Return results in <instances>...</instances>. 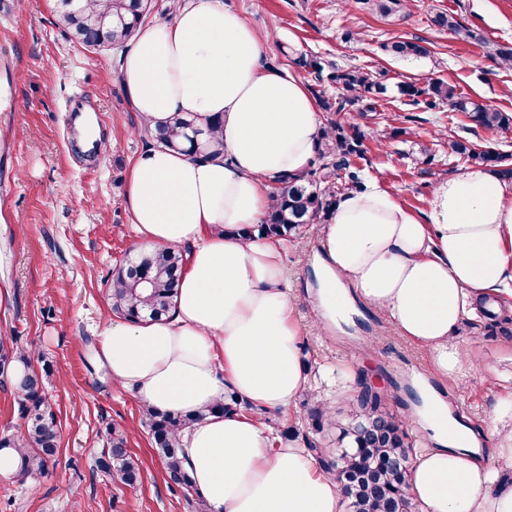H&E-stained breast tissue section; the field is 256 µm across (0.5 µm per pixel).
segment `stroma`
I'll use <instances>...</instances> for the list:
<instances>
[{
	"label": "stroma",
	"instance_id": "stroma-1",
	"mask_svg": "<svg viewBox=\"0 0 512 512\" xmlns=\"http://www.w3.org/2000/svg\"><path fill=\"white\" fill-rule=\"evenodd\" d=\"M257 29L274 27L268 60L291 68L304 53L342 67L384 71L388 93L377 111L347 113L367 133L364 174L413 211L425 213L434 185L466 163L440 148L444 138L500 147L499 132L473 126L447 107L412 112L410 137H390L388 120L400 113L396 85L441 79L461 96L512 114V69L487 55L489 44L512 46V0H405L381 17L358 0H223ZM54 0H10L0 10V336L16 337L51 364L45 395L61 424L58 455L47 473L21 481L0 479V512H200L169 487L130 390L113 385L96 358L103 326L112 318V271L133 257L137 234L125 199L131 162L149 141L119 78V51L90 52L55 24ZM439 11L476 31L464 42L431 23ZM354 40H346V33ZM418 38L429 53L394 58L384 45ZM91 98L108 141L85 161L66 123V104ZM435 158L424 163L420 150ZM320 224L304 226L284 256L288 285L301 327L310 376L326 368L380 393L391 410L416 407L415 393L430 386L481 448L497 447L498 404L512 391V299L498 314L465 322L456 339L474 348L485 384H448L429 352L398 334L380 310L358 304L351 324L326 329L311 304L317 285ZM307 264H300L299 254ZM127 432L141 479L132 487L98 471L109 445L107 430Z\"/></svg>",
	"mask_w": 512,
	"mask_h": 512
}]
</instances>
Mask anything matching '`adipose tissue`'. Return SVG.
Masks as SVG:
<instances>
[{
  "label": "adipose tissue",
  "mask_w": 512,
  "mask_h": 512,
  "mask_svg": "<svg viewBox=\"0 0 512 512\" xmlns=\"http://www.w3.org/2000/svg\"><path fill=\"white\" fill-rule=\"evenodd\" d=\"M170 4V20L138 30L121 81L149 127L178 112L217 118L223 145L204 157L150 147L135 158L125 197L139 251L182 248L186 260L170 316L112 318L97 358L144 406L203 413L182 444L208 512H344L335 475L301 444L273 443L258 417L211 411L230 389L283 412L311 386L283 243L242 230L262 222L277 176L308 168L324 130L316 101L268 62V36L222 0ZM429 209L407 208L375 176L339 195L321 227L314 304L330 319L353 297L385 311L455 383L479 360L453 329L482 302L512 298V184L467 168L436 184ZM424 409L434 445L414 457L419 512H512V488L500 486L512 429L491 464L432 393Z\"/></svg>",
  "instance_id": "adipose-tissue-1"
}]
</instances>
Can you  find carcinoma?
Returning a JSON list of instances; mask_svg holds the SVG:
<instances>
[{"mask_svg": "<svg viewBox=\"0 0 512 512\" xmlns=\"http://www.w3.org/2000/svg\"><path fill=\"white\" fill-rule=\"evenodd\" d=\"M371 10L389 16L403 8V0H361ZM144 20L142 0H59V26L78 43L89 48L122 49L135 35ZM431 24L447 28L465 42L481 40L472 29L463 26L451 14L437 12ZM385 50L396 57H421L427 48L419 39L394 40ZM293 63L314 78L310 89L323 113L325 135L317 149L319 166L301 174H282L275 180L271 207L261 224L246 230L279 239L317 219L329 217L337 197L362 186L360 171L352 166V158L364 154V131L342 122V113L356 108L377 111L378 102L387 91L384 74L356 66L327 65L321 59L301 55ZM336 88V96L326 95L322 83ZM397 90L402 104L424 105L433 110L440 105L463 114L473 124L502 133L512 131V114L475 103L456 95L443 80L427 83L402 81ZM219 121L200 125L190 113L177 114L156 130H146L153 144L182 149L193 155L204 154L219 144L216 136ZM448 156L463 158L493 168L499 177L512 181V154L495 149L475 151L461 139L446 140ZM184 252L162 249L142 259H128L112 274L109 293L112 310L131 320L145 317L157 320L171 309L177 294ZM50 366L36 369L34 356L0 337V376L9 380L19 398L21 416L26 419L23 433L0 439V452L15 453L10 469L22 477L45 473L55 461L60 440V424L52 405L44 394V376ZM356 408L345 419L332 420L323 403L316 401L307 408L310 432L300 433L293 425L283 427L280 436L302 437L309 450L316 453L320 442L310 434L323 431L336 422L337 444L341 452L330 463L321 465L333 472L343 484L347 512H409L412 504L407 495L410 455L414 444L404 429L402 417L388 412L381 396L363 388L357 395ZM209 412H256L250 403L234 392H226L224 400ZM155 447L162 458L168 484L198 494L184 466L178 433L202 420L205 413L172 414L144 408ZM111 447L96 459V467L112 476V481L135 485L141 469L126 448V433L114 427L109 432Z\"/></svg>", "mask_w": 512, "mask_h": 512, "instance_id": "obj_1", "label": "carcinoma"}]
</instances>
